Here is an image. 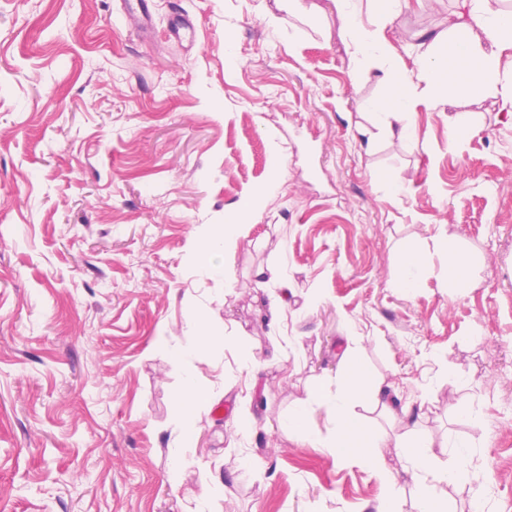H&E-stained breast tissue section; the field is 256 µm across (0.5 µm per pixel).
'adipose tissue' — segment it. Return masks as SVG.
I'll return each mask as SVG.
<instances>
[{"mask_svg":"<svg viewBox=\"0 0 512 512\" xmlns=\"http://www.w3.org/2000/svg\"><path fill=\"white\" fill-rule=\"evenodd\" d=\"M336 24L340 33L349 37L358 53L386 55L388 42L384 34L387 22L399 17L410 6V0H380L379 15L358 9L355 0H332ZM458 8L449 15L441 38L447 39L451 60L444 61L432 53L418 57V73L394 67L383 79L391 89L390 97L378 103L382 116L381 131L401 139H415L417 130L411 122L410 110L418 102L417 81L427 84V100L433 104L447 103L449 96L463 98L474 91L487 92L500 100L502 111L512 113V82L503 83L500 72V54L512 49V14L504 13L499 0H457ZM235 223L217 227L211 232L208 249L196 259L198 268L208 274L226 275L227 263L244 226L255 222L260 208L245 203L237 209ZM360 343L347 345L340 363L342 375L333 393L310 395L298 401L288 414V428L297 437L314 448L331 449L337 462L359 463L384 470L386 448L400 449L415 478L420 512H456L451 497L437 491L441 482L449 484L466 480L469 451L465 443L456 444L441 466H434L431 449L441 442L424 431L419 422L408 423L398 435H389L376 425L368 423L359 409L368 406L383 413H392L384 382L373 380L356 358L362 352ZM325 407L336 422V433L327 438L310 427L307 414L312 405Z\"/></svg>","mask_w":512,"mask_h":512,"instance_id":"1","label":"adipose tissue"}]
</instances>
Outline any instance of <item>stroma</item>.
Returning <instances> with one entry per match:
<instances>
[{
	"label": "stroma",
	"instance_id": "1",
	"mask_svg": "<svg viewBox=\"0 0 512 512\" xmlns=\"http://www.w3.org/2000/svg\"><path fill=\"white\" fill-rule=\"evenodd\" d=\"M170 2L144 34L121 0H0V512H376V469L284 425L358 337L391 398L469 443L459 512L477 489L512 512V116L478 92L417 104L415 140L355 136L456 0H410L384 57L331 0H181L199 38L179 50ZM454 124L478 132L452 148ZM248 195L265 210L228 277L200 274ZM405 249L427 268L403 292ZM452 249L472 287L449 284Z\"/></svg>",
	"mask_w": 512,
	"mask_h": 512
}]
</instances>
